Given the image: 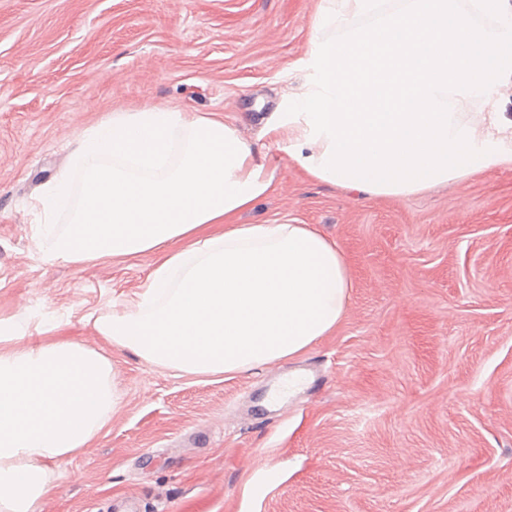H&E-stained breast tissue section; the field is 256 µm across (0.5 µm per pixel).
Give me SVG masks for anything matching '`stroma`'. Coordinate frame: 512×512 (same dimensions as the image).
I'll return each instance as SVG.
<instances>
[{"mask_svg": "<svg viewBox=\"0 0 512 512\" xmlns=\"http://www.w3.org/2000/svg\"><path fill=\"white\" fill-rule=\"evenodd\" d=\"M321 0H0V331L41 322L112 361L118 405L49 463L46 512H512V171L408 197L308 178L269 130L299 92ZM216 115L274 191L243 224H311L343 250L336 328L292 359L189 375L93 326L143 291L157 256L46 262L36 196L82 131L145 107ZM324 376L268 404V370Z\"/></svg>", "mask_w": 512, "mask_h": 512, "instance_id": "stroma-1", "label": "stroma"}]
</instances>
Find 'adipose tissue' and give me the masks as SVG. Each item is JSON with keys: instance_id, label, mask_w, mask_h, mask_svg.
Returning <instances> with one entry per match:
<instances>
[{"instance_id": "1", "label": "adipose tissue", "mask_w": 512, "mask_h": 512, "mask_svg": "<svg viewBox=\"0 0 512 512\" xmlns=\"http://www.w3.org/2000/svg\"><path fill=\"white\" fill-rule=\"evenodd\" d=\"M273 182L223 119L148 107L86 128L35 206L46 260L159 253L130 310L99 334L145 363L194 375L248 371L307 349L343 317L350 272L310 224H241ZM70 213L66 228L53 224ZM0 336V512H42L46 465L90 445L116 405L112 362L56 332Z\"/></svg>"}]
</instances>
